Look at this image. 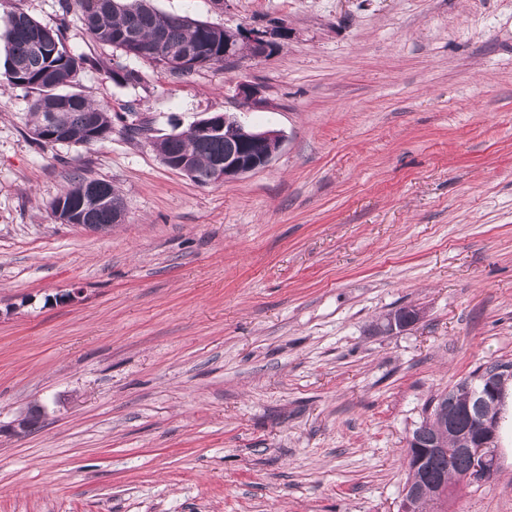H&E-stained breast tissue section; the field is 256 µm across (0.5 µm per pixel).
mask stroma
<instances>
[{
	"label": "stroma",
	"mask_w": 512,
	"mask_h": 512,
	"mask_svg": "<svg viewBox=\"0 0 512 512\" xmlns=\"http://www.w3.org/2000/svg\"><path fill=\"white\" fill-rule=\"evenodd\" d=\"M153 5L277 46L179 78L58 0H0V65L25 12L93 58L74 87L112 114L43 145L31 90L0 86V512H397L425 403L512 363V0ZM224 112L281 132L267 167L202 185L161 162ZM76 175L125 222L59 223ZM499 452L442 512H512V395Z\"/></svg>",
	"instance_id": "1"
}]
</instances>
